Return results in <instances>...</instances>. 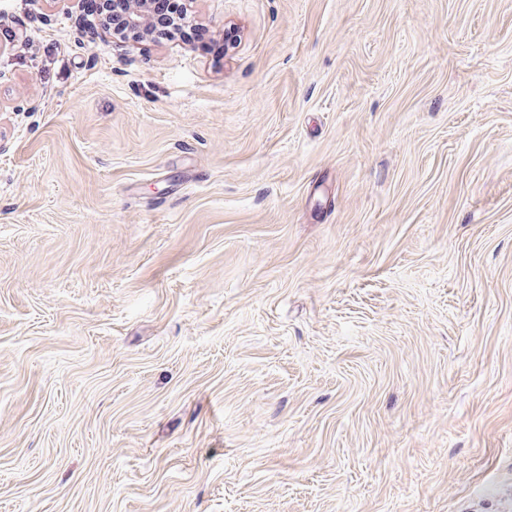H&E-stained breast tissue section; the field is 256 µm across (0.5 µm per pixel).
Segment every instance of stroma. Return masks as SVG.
Returning <instances> with one entry per match:
<instances>
[{
	"instance_id": "stroma-1",
	"label": "stroma",
	"mask_w": 512,
	"mask_h": 512,
	"mask_svg": "<svg viewBox=\"0 0 512 512\" xmlns=\"http://www.w3.org/2000/svg\"><path fill=\"white\" fill-rule=\"evenodd\" d=\"M0 0V512H512V0ZM152 0H126L124 20L126 36L124 40H138V35L148 27L149 9Z\"/></svg>"
}]
</instances>
